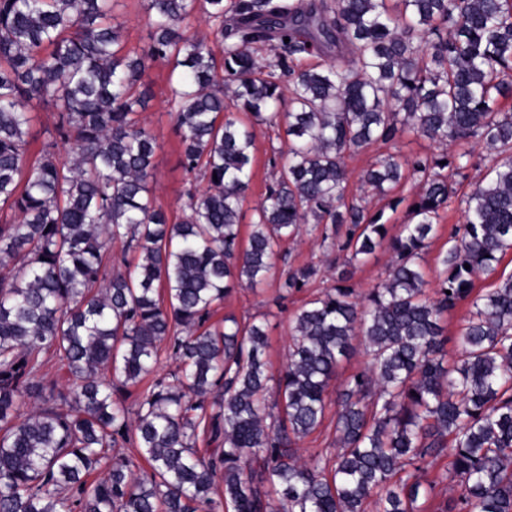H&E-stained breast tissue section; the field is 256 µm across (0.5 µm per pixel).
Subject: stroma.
I'll return each mask as SVG.
<instances>
[{
	"label": "stroma",
	"mask_w": 512,
	"mask_h": 512,
	"mask_svg": "<svg viewBox=\"0 0 512 512\" xmlns=\"http://www.w3.org/2000/svg\"><path fill=\"white\" fill-rule=\"evenodd\" d=\"M145 0H120L114 10V24L119 25L122 39L127 49L140 50L148 41L150 29L144 10ZM168 68L165 64L153 63L148 71L152 84L153 97L146 111L140 115L145 125L157 136L161 149L157 155V168L152 189L156 201L169 213L179 214L183 194L188 187L187 177L179 165L181 146L175 132V121L168 105L170 86L167 80ZM284 133L275 128L260 127L256 130L254 163L250 187L242 203V222L250 224L254 210L261 203L269 180L268 157L270 149L281 146ZM474 161L463 176L457 177L456 193L452 196L439 220L438 231L430 239L421 261V268L429 287L438 283V258L448 247V236L453 227L463 222V200L473 185L483 180L488 170L479 157L484 148L479 144H469ZM334 273L322 269L319 276L311 280L299 291L284 293L279 276H271L264 284L255 288H235L219 307L218 316H232L239 323L266 318L268 346L266 349L267 372L278 376L287 361L288 348L292 342V319L305 302L319 295L333 283ZM449 461L442 455L427 459L420 471L415 474L422 482H435L432 497L425 503V512H444L449 498L457 496L460 488L455 478L445 476L444 469Z\"/></svg>",
	"instance_id": "stroma-1"
}]
</instances>
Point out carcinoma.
<instances>
[{
	"instance_id": "1",
	"label": "carcinoma",
	"mask_w": 512,
	"mask_h": 512,
	"mask_svg": "<svg viewBox=\"0 0 512 512\" xmlns=\"http://www.w3.org/2000/svg\"><path fill=\"white\" fill-rule=\"evenodd\" d=\"M201 1L212 42L182 31ZM117 2L0 0V512H417L434 486L405 468L445 451L460 478L448 512H512V276L473 294L512 250V113L499 108L512 0H146L149 42L134 54ZM339 41L349 58L298 67ZM158 60L180 165L206 181L177 221L151 194L161 144L139 118ZM42 106L54 122L33 156ZM280 125L243 239L255 127ZM406 131L476 140L492 174L465 200L433 297L420 260L470 152H388L363 171L382 196L407 169L420 185L392 236L347 191V154ZM311 220L336 284L294 315L270 403L266 322L212 318L232 288L263 284ZM382 247L387 279L360 296L346 266ZM317 273L290 266L281 287ZM466 300L449 367L441 316ZM358 336L371 363L337 391ZM164 347L170 381L154 374ZM333 392L340 452L305 462L299 442Z\"/></svg>"
}]
</instances>
